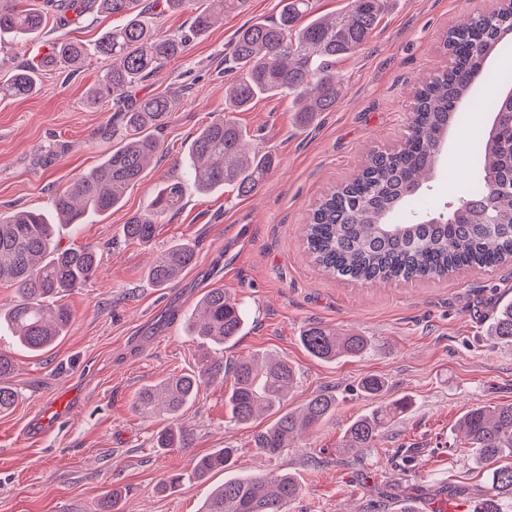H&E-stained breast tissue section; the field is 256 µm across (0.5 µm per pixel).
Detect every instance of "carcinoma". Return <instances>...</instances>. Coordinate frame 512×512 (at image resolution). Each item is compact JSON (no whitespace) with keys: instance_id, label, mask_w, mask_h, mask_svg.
<instances>
[{"instance_id":"cac0c4a2","label":"carcinoma","mask_w":512,"mask_h":512,"mask_svg":"<svg viewBox=\"0 0 512 512\" xmlns=\"http://www.w3.org/2000/svg\"><path fill=\"white\" fill-rule=\"evenodd\" d=\"M386 0H349L347 9L325 18L315 15L314 0H281L276 20L240 30L224 57V71L233 75L225 88L227 109L241 112L260 97L283 93L293 96L300 119L308 120L336 107L342 82L336 61L361 51L376 30ZM170 11L183 9L186 0H0V34L26 39L40 34L51 17L62 25L121 16L124 23L110 27L88 47L72 39L56 40L41 65L26 60L0 81V97H28L38 89V70L58 64L73 66L94 53L112 59L90 102L124 105L121 125L112 128L120 145L91 171L79 176L53 198L58 223L37 209L0 214V281L16 286L17 297L0 309V324L7 325L24 349L44 352L66 335L71 313L54 304L60 294L83 286L99 269L91 246L63 248L55 240L56 225H77L85 216L106 214L121 207L126 192L143 177L160 153L156 132L172 111L173 99L150 95L125 105L136 84L157 74L171 58L187 48L189 38L163 34L154 27L159 4ZM215 14L196 10L191 31L207 33ZM496 30L468 21L448 32L447 48L454 65L424 83L416 95L415 119L403 148L394 153L371 152L361 170L329 194L315 209L306 227V242L314 262L324 271L366 282L441 277L463 266H495L512 260V124L501 120L508 112L504 97H493L490 110L499 132L481 133L474 162L475 189L457 197L449 214L426 223L425 212L410 204L423 194L442 155L439 133L459 119V109L473 84L491 82L495 73L485 58L495 44ZM271 158L260 152L246 130L219 113L189 146L188 172L169 179L158 189L148 208L132 215L122 231L140 244L156 237L159 224L178 211L190 190L212 192L232 186L247 196L262 184ZM196 260L195 246L175 243L159 252L147 277L166 288ZM185 328L192 336L217 346L233 343L244 328L237 302L222 288H211L197 302ZM490 338L512 345V301L498 305ZM315 359L335 362L363 356L369 339L353 332H338L311 325L299 336ZM15 371L12 356L0 350V414L10 410L16 393L5 379ZM233 384L225 399L237 422L251 420L260 410L276 414L274 422L257 433L254 448L277 459L296 439L320 425L336 410V398L319 393L299 409L287 407L295 371L285 359L239 357L224 365V357L206 356L197 370L172 376L138 392L134 409L145 417L162 416L168 424L157 433L159 448H184L189 430L180 423L184 409L201 386L224 380ZM407 409L398 399L354 419L347 427L344 449L362 453L373 447L384 425ZM472 456L490 467V487L471 505V512H508L512 500V403L477 405L459 420ZM233 448H219L195 462L191 477L204 480L232 464ZM301 496V485L287 472L231 477L214 489L201 512H290Z\"/></svg>"}]
</instances>
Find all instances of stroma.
Wrapping results in <instances>:
<instances>
[{"label": "stroma", "mask_w": 512, "mask_h": 512, "mask_svg": "<svg viewBox=\"0 0 512 512\" xmlns=\"http://www.w3.org/2000/svg\"><path fill=\"white\" fill-rule=\"evenodd\" d=\"M497 5L387 0L363 50L336 65L345 90L332 111L303 123L291 97L276 96L235 113L273 159L264 186L245 197L229 188L188 192L147 245L128 241L123 224L182 173L191 140L226 107L225 49L245 26L275 20L280 0H251L247 12L224 14L159 74L132 88L136 98L174 97L159 133L162 157L128 191L121 209L60 229L62 247L91 246L100 258L95 278L58 298L72 312L67 335L53 349L32 353L0 331V349L15 360L8 384L17 394L12 410L0 414V512H99L113 491L117 512H200L225 475L187 479L166 491L161 483L187 474L197 457L218 448L235 449L231 474H294L302 495L290 512H469L489 486V470L474 463L456 422L475 405L512 403V346L490 338L494 307L512 300V264L435 279L354 282L315 267L303 228L367 153L401 146L414 117L415 88L448 63V31ZM121 23L114 16L61 30L48 21L42 35L7 40L0 78L14 58L31 57L52 39L66 35L91 44ZM107 66L97 56L76 69L56 66L41 72L37 93L0 102V214L50 210L56 190L111 152L114 109L89 101ZM492 92V85L478 84L462 106L467 122L448 131L426 192L435 208L447 203L449 190L471 183L461 147L472 130L492 125L494 116L482 105ZM176 242L193 243L196 262L173 285L154 287L147 268ZM212 288L224 289L245 312L246 327L224 349L225 359L257 353L287 359L296 372L289 408L318 393L336 399L334 414L279 459L261 457L253 442L272 423L271 413L231 420L224 396L232 376L201 387L186 408L181 420L191 436L185 448L157 447L164 420L132 408L141 388L196 369L207 348L186 334L183 321ZM312 323L367 336L371 349L357 359L316 360L298 340ZM368 375L384 380V399L405 397L411 408L358 455L340 445L349 423L373 407L360 390ZM399 448L408 450L412 473L397 488L387 457Z\"/></svg>", "instance_id": "1"}]
</instances>
